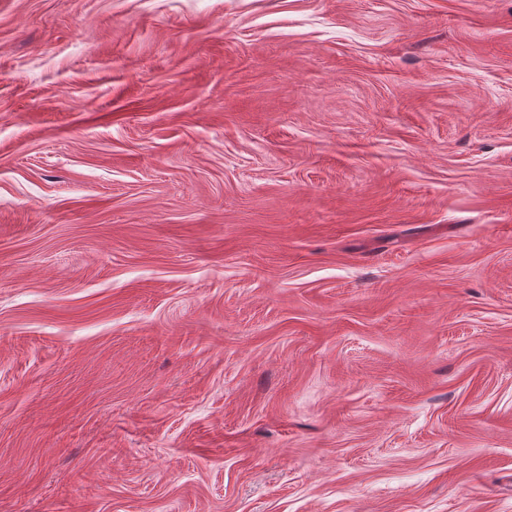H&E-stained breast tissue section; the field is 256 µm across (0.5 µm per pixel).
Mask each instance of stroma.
<instances>
[{"mask_svg": "<svg viewBox=\"0 0 512 512\" xmlns=\"http://www.w3.org/2000/svg\"><path fill=\"white\" fill-rule=\"evenodd\" d=\"M0 512H512V0H0Z\"/></svg>", "mask_w": 512, "mask_h": 512, "instance_id": "35a3bbf8", "label": "stroma"}]
</instances>
